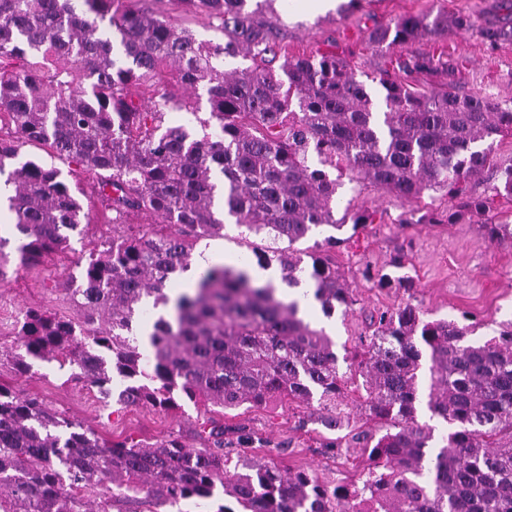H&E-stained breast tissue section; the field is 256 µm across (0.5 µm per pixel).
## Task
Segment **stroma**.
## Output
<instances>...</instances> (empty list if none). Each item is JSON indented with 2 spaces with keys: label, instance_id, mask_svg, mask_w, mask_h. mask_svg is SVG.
<instances>
[{
  "label": "stroma",
  "instance_id": "1",
  "mask_svg": "<svg viewBox=\"0 0 512 512\" xmlns=\"http://www.w3.org/2000/svg\"><path fill=\"white\" fill-rule=\"evenodd\" d=\"M294 5L295 0H275L270 15L283 25L285 55L332 50L362 77L392 68L399 57L434 54L443 57L449 71L411 75L417 89L451 80L463 93L512 97V41L492 46L481 33L485 26L512 23V0H363L359 10L343 14L334 7L299 13ZM444 12L470 16L475 30L452 32L440 41L420 38L383 54L368 46L367 35L374 27L403 16ZM341 194L340 207L374 213L375 221L358 230L344 227L338 233L342 243L331 255L356 296L353 311L334 314L327 325L318 303H311L305 312L306 320L324 328L337 347L355 349L365 330L366 313L405 303L420 308L428 319L448 317L474 324L477 341L494 336L499 323L512 320V240L490 242L480 224L469 217L454 224L431 223V216L448 208V197L441 192L428 191L408 202L390 192L348 183ZM103 211L102 204H95L90 223L80 225L64 249L36 266L21 264L13 219L0 217V236L9 240L8 261L0 268V384L21 395H38L49 408L112 439L130 436L153 442L176 437L196 447L201 423L212 419L224 426V453L230 458L246 455L291 471L304 469L332 485L353 480L360 445L351 444L348 454L337 455L328 446L334 432L316 423L317 410L312 406L285 400L227 412L189 402L177 411L145 405L107 407L95 390L69 381L56 364H35L24 375L15 372L3 354L14 350L15 326L27 307L41 306L83 321L84 313L73 302L70 289L88 253L112 237L111 225L101 221ZM401 251L406 254L404 273L411 287H379L377 276L392 273L391 260Z\"/></svg>",
  "mask_w": 512,
  "mask_h": 512
}]
</instances>
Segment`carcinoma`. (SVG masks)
<instances>
[{"mask_svg": "<svg viewBox=\"0 0 512 512\" xmlns=\"http://www.w3.org/2000/svg\"><path fill=\"white\" fill-rule=\"evenodd\" d=\"M272 2L180 0L216 21L224 43L213 45L134 0H0V175L24 262H42L91 223L60 169L23 158L25 146L99 175L94 194L112 211V239L90 252L72 291L89 327L29 308L11 362L25 373L55 362L104 400L118 382L127 406L171 410L179 396L225 410L316 401L331 431L344 425L352 382L384 433L353 434L363 470L331 486L248 459L228 469L222 425L199 448L112 441L0 385V512H109L139 495L156 512L220 493L216 512H512V322L480 344L468 339L476 326L426 321L411 304L372 314V336L341 358L360 377L349 382L332 339L299 317L298 301L257 283L247 259L166 293L191 268L196 242L228 221L276 244L253 251L260 268L277 264L326 316L346 314L353 290L329 259L342 239L295 247L344 227V180L406 201L444 191L450 224L512 201V160L491 159L496 137L512 135L511 98L461 95L450 84L420 92L387 72L367 83L333 52L287 56L276 70L279 27L264 19ZM474 27L463 14L405 16L371 30L368 45L381 52ZM239 57L251 65L234 64ZM398 69L434 74L442 62L428 55ZM169 75L183 94L168 90ZM170 110L192 119L167 125ZM132 214L162 229L120 230ZM482 229L512 239L507 224ZM167 304L169 315L138 338L140 315ZM424 409L450 430L439 448L419 420Z\"/></svg>", "mask_w": 512, "mask_h": 512, "instance_id": "1", "label": "carcinoma"}]
</instances>
